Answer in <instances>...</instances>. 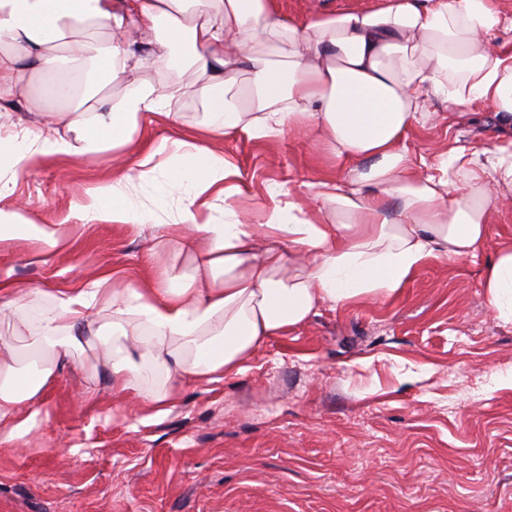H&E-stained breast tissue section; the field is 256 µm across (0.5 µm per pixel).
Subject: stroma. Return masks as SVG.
I'll return each mask as SVG.
<instances>
[{
  "label": "stroma",
  "mask_w": 512,
  "mask_h": 512,
  "mask_svg": "<svg viewBox=\"0 0 512 512\" xmlns=\"http://www.w3.org/2000/svg\"><path fill=\"white\" fill-rule=\"evenodd\" d=\"M376 0H277L282 14L373 8ZM141 80L191 86L148 141L200 142L219 84L168 66ZM512 139L491 105L414 128L411 159ZM249 199L272 184L309 206L307 182L351 169L324 141L292 127L270 139L224 141ZM139 172L122 150L42 160L12 177V198L68 248L48 263L18 238L0 245V276L24 287L79 289L102 270L143 286L150 252L174 253L155 230L88 223L79 207L113 178ZM489 235L474 259L431 260L390 297L319 307L269 340L240 373L184 383L170 410L113 390L94 352L69 362L39 404L33 433L0 443V512H512V326L493 317L484 265L512 240V190L488 203Z\"/></svg>",
  "instance_id": "35a3bbf8"
}]
</instances>
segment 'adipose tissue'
Masks as SVG:
<instances>
[{
	"mask_svg": "<svg viewBox=\"0 0 512 512\" xmlns=\"http://www.w3.org/2000/svg\"><path fill=\"white\" fill-rule=\"evenodd\" d=\"M504 29L512 15L494 0H381L304 20L281 14L274 0H0V101L33 89L40 104L23 132L0 128V173L136 147L132 192L115 180L80 214L162 228L193 266L187 280L164 269L145 288L115 287L106 270L76 290L25 292L0 278V324L13 335L0 338L6 440L35 426L42 395L73 354L100 351L113 387L160 413L184 382L239 373L248 354L319 306L389 297L427 260L477 257L488 236L487 187L512 186V146L484 159L452 147L415 164L404 141L428 122L433 98L457 110L488 102L512 122ZM160 33L167 48L190 45L196 80L224 85L228 98L202 129L212 148L144 138L173 86L133 81L161 59L136 40ZM116 83L127 87L123 98L99 95ZM288 125L352 161L348 179L308 182V210L273 186L270 206L239 214L240 170L215 144L274 137ZM160 155L166 165L156 164ZM173 196L178 220L165 225L151 203ZM18 237L42 257L66 246L56 225L0 209V243ZM482 286L495 319L512 325V243L485 265Z\"/></svg>",
	"mask_w": 512,
	"mask_h": 512,
	"instance_id": "obj_1",
	"label": "adipose tissue"
}]
</instances>
